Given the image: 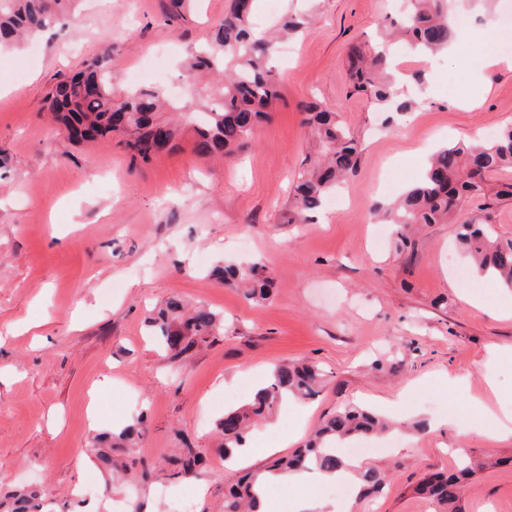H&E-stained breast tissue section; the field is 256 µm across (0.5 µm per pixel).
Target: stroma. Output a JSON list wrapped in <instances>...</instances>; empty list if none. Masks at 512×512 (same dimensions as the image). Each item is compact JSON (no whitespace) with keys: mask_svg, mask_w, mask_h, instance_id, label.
<instances>
[{"mask_svg":"<svg viewBox=\"0 0 512 512\" xmlns=\"http://www.w3.org/2000/svg\"><path fill=\"white\" fill-rule=\"evenodd\" d=\"M229 0H198L179 29L162 0H81L77 22L52 25L32 44L0 52V488L28 485L56 512H83L86 501L140 505L142 512H224V458L213 426L224 391L244 402L254 382L285 361L318 365L326 386L315 398L280 405L250 433L251 468L303 447L323 419L351 405L399 422L371 456L385 476L376 499L331 485L339 512H433L414 491L430 472H450L457 450L498 458L468 480L459 512H512V439L497 441L481 403L512 400V363L498 369L491 394L484 364L512 350V315L500 312L512 291L483 283L478 303L458 288L455 222L424 224L400 249L395 230L377 238L370 212L392 180V195L421 174L430 152L469 142L485 128L512 124V68L474 81L469 56L436 61L409 56L404 67L430 77L416 109L389 122L366 97L346 94V49L373 42L398 0H279L270 13L256 0L255 23L278 13L311 11L309 29L278 52L280 90L272 119L231 160L192 150L185 128L170 152L132 162L115 142L76 144L44 112L61 75L109 54L112 82L161 56L162 86L184 111L216 97L210 76L188 84L181 63L210 36ZM460 85L442 91L448 74ZM317 100L339 114L367 150L342 191L341 206L307 224H287L289 192L314 150L299 105ZM262 262L273 288L247 301L212 277L227 262ZM177 297L224 317V334L169 361L148 333L150 309ZM113 431L144 419L129 456L151 478L110 481L91 461L93 416ZM425 429H416V422ZM474 427L462 436L459 426ZM205 457L199 476L176 480L169 460L186 447Z\"/></svg>","mask_w":512,"mask_h":512,"instance_id":"obj_1","label":"stroma"}]
</instances>
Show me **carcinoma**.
Listing matches in <instances>:
<instances>
[{
	"instance_id": "carcinoma-1",
	"label": "carcinoma",
	"mask_w": 512,
	"mask_h": 512,
	"mask_svg": "<svg viewBox=\"0 0 512 512\" xmlns=\"http://www.w3.org/2000/svg\"><path fill=\"white\" fill-rule=\"evenodd\" d=\"M78 0H0V49L15 47L25 36L41 32L48 24H67L75 17ZM450 0H409L400 33L408 48L433 55L448 49L457 39V30L448 24ZM192 0H165L163 17L171 25L185 18ZM253 0H231L224 17L215 23L213 37L192 55L185 73L191 79L202 71H212L224 79L215 102L201 112L194 125L193 150L199 156H229L250 147L253 128L272 120L269 107L279 95L269 58L280 40L303 33L308 19L303 15L283 16L277 28L258 32L253 27ZM348 95L367 96L389 112L404 114L413 102L398 99L397 84L391 78L389 53L385 47L374 52L353 44L348 51ZM164 105L160 90H122L112 84L104 57L83 63L82 70L58 82L46 98L47 112L58 129L80 128L75 142L115 140L131 153L132 160L150 163L156 154L154 143L162 138L172 144L181 135L177 122H163L156 113ZM303 123L315 139L317 153L299 174L286 214L290 224L308 221L336 188L355 173L367 149L336 118V113L316 102L301 105ZM512 168V125L491 140L451 143L431 155L421 178L408 187L396 203L376 202L372 209L387 224H440L453 213H461L473 200L485 196V177ZM493 206L483 202L457 225L456 239L461 251L479 270L493 280L512 288V238L492 234ZM228 287L245 289L254 302L268 299L270 280L265 267L257 262L246 268L226 264L217 269ZM150 333L160 347L176 358L198 342L224 334V321L208 307L192 311L173 299L147 321ZM324 384L321 370L309 364L278 365L268 380L240 407L229 408L216 423L221 439L219 451L230 456L242 445L256 420L273 415L289 396L310 399ZM389 429L378 415L365 409H344L331 415L305 447L292 456L278 458L267 470L272 472H335L348 467L338 448L350 439L369 438ZM142 435L141 421L120 434L105 433L92 441L96 465L110 476L124 478L126 464L115 458L112 438L127 441ZM202 457L186 448L175 460L176 476L191 477ZM475 471L470 459L459 462L457 470L445 475L432 474L415 488L428 497L438 512H455L467 476ZM358 496L382 492L384 475L376 467L355 470ZM257 474L247 473L224 484V512H256ZM0 512H44L40 493L17 488L0 500Z\"/></svg>"
}]
</instances>
